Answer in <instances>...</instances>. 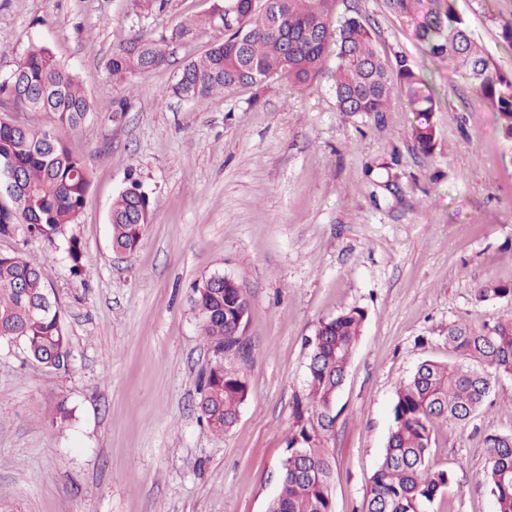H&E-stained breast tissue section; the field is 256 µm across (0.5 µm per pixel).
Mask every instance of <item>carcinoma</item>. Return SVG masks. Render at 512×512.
Returning <instances> with one entry per match:
<instances>
[{
	"label": "carcinoma",
	"mask_w": 512,
	"mask_h": 512,
	"mask_svg": "<svg viewBox=\"0 0 512 512\" xmlns=\"http://www.w3.org/2000/svg\"><path fill=\"white\" fill-rule=\"evenodd\" d=\"M337 0H220L211 15L190 18L157 39L134 36L112 52L108 68L119 78L158 69L168 62L169 46L202 26L217 23L224 41L187 62L180 71L192 98L230 94L243 86L263 88L280 80L307 89L326 79L340 112L380 113L394 90L404 93L413 112L412 134L422 150L432 148L436 128L433 92L406 62L392 69L381 57L374 30L357 16L335 21ZM388 10L413 34L431 58L448 62L498 112L503 134L512 139V77L491 65L471 37L455 0H385ZM336 66L324 70L327 54ZM0 99L28 112H44L55 124L76 130L90 112L77 76L52 52L34 46L22 60L20 77L0 79ZM89 188L87 161L43 127L0 120V237L19 232L50 243L74 224ZM151 220V202L142 183L132 179L112 202V248L131 253ZM72 270L83 266L80 241L68 240ZM512 296V285L476 289L484 301ZM192 303L214 358L201 382L199 410L214 433L233 428L248 395L246 377L236 367L246 346H236L229 327L247 313L248 303L233 279H205L193 287ZM366 313L344 311L320 323L311 343L307 376V416L297 415L281 464L280 491L270 512H332L335 459L326 446L332 431L329 406L336 403L343 377L361 336ZM0 340L23 342L29 356L47 368L68 369L70 338L50 297L40 263L0 253ZM448 362L426 360L400 383L393 426L385 452L365 498L363 512H429L455 481L454 473L432 461L434 425H461L483 406L502 378H512V316L480 329L448 327ZM483 482L496 512H512V434L485 437Z\"/></svg>",
	"instance_id": "obj_1"
}]
</instances>
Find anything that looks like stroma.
Segmentation results:
<instances>
[{"instance_id":"1","label":"stroma","mask_w":512,"mask_h":512,"mask_svg":"<svg viewBox=\"0 0 512 512\" xmlns=\"http://www.w3.org/2000/svg\"><path fill=\"white\" fill-rule=\"evenodd\" d=\"M215 2L0 0V78L43 45L91 103L82 130L58 132L89 167L77 222L52 244L0 237L1 253L43 266L72 348L68 369L50 370L22 342H0V512H267L306 398L308 341L320 321L354 307L367 320L329 446L332 512H361L399 383L424 360L447 361L450 324L479 328L512 314V298L475 293L512 284V140L491 105L424 55L383 0H338L336 14L371 24L380 51L428 81V152L398 93L377 115L338 111L323 80L166 96L183 64L223 39L219 25L174 44L162 68L112 77L120 43L170 33ZM456 8L512 76L501 29L512 0ZM132 178L153 215L137 249L117 253L108 216ZM72 236L85 252L77 275ZM214 275L234 279L249 304L248 395L221 435L198 409L213 354L191 304L192 285ZM62 404L71 418L61 426L52 418ZM490 433L512 434V378L466 424L435 426L433 459L456 483L431 512H495L479 482Z\"/></svg>"}]
</instances>
